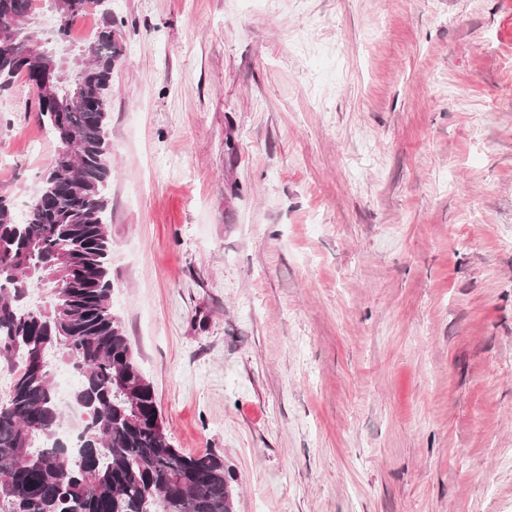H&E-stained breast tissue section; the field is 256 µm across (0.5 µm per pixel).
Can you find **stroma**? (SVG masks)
Segmentation results:
<instances>
[{
	"label": "stroma",
	"instance_id": "obj_1",
	"mask_svg": "<svg viewBox=\"0 0 512 512\" xmlns=\"http://www.w3.org/2000/svg\"><path fill=\"white\" fill-rule=\"evenodd\" d=\"M112 311L236 512H512V0H112ZM56 148L0 89V198Z\"/></svg>",
	"mask_w": 512,
	"mask_h": 512
}]
</instances>
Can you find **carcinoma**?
Returning <instances> with one entry per match:
<instances>
[{
	"label": "carcinoma",
	"instance_id": "obj_1",
	"mask_svg": "<svg viewBox=\"0 0 512 512\" xmlns=\"http://www.w3.org/2000/svg\"><path fill=\"white\" fill-rule=\"evenodd\" d=\"M34 0H0V21L23 16L0 47V85L24 73L36 111L57 149L25 221L0 200V358L14 378L0 401V512H235V478L216 453L174 447L155 391L112 313L111 240L106 190L112 179L108 116L112 72L121 56L112 15L71 59L31 57ZM54 36L98 0H53ZM56 76V97L40 92L35 71ZM84 104L63 109L70 84ZM73 132L76 139L62 141ZM43 300L28 302L32 287ZM76 370L72 392L76 447L56 433L65 424L52 367Z\"/></svg>",
	"mask_w": 512,
	"mask_h": 512
}]
</instances>
